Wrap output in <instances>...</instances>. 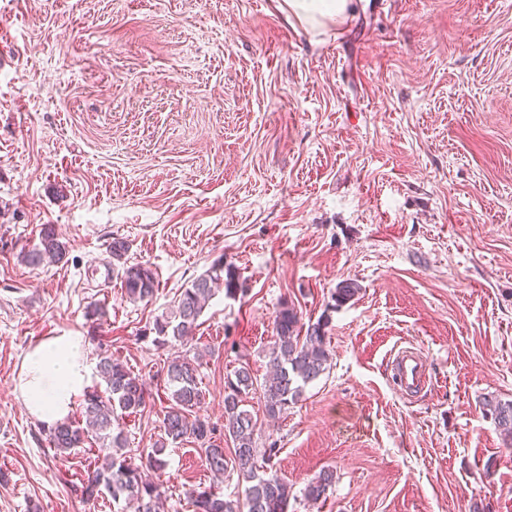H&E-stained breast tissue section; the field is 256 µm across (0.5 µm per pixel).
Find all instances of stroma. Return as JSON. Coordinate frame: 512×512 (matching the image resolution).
Listing matches in <instances>:
<instances>
[{
    "mask_svg": "<svg viewBox=\"0 0 512 512\" xmlns=\"http://www.w3.org/2000/svg\"><path fill=\"white\" fill-rule=\"evenodd\" d=\"M45 224L68 264L21 262ZM114 237L154 271L149 300L105 281ZM219 259L242 292L156 344ZM346 279L360 291L332 308ZM284 304L331 314L330 370L258 431L291 512H512V448L483 411L512 400V0L314 20L287 0H0V512H123L76 494L96 444L54 458L16 391L36 343L77 332L142 376L136 460L163 433L168 360L204 351L199 414L223 423L225 377L245 361L264 380ZM402 347L432 378L414 397L390 383ZM165 458V512H193L209 470L190 443ZM334 482L332 471H323L310 480L304 488L303 494L308 501L317 503L327 498V493Z\"/></svg>",
    "mask_w": 512,
    "mask_h": 512,
    "instance_id": "obj_1",
    "label": "stroma"
}]
</instances>
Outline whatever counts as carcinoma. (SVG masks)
<instances>
[{
  "label": "carcinoma",
  "instance_id": "1",
  "mask_svg": "<svg viewBox=\"0 0 512 512\" xmlns=\"http://www.w3.org/2000/svg\"><path fill=\"white\" fill-rule=\"evenodd\" d=\"M130 249L127 240L114 237L107 245L108 269L120 273L126 298L132 302L153 297L155 279L151 269L143 264H128L125 256ZM68 246L56 228L46 224L41 229L40 245L20 252L21 261L38 267L45 262L68 263ZM232 297L241 290L240 274L236 267L220 259L205 274L184 289L177 305L155 317L150 332L155 341L182 343L193 335L205 306L218 290ZM359 293V285L343 280L332 294L336 309ZM330 315L323 313L315 322H302L298 311L281 306L275 315L276 339L270 352L272 374L262 390L263 414L276 419L288 407L298 402L305 385L318 380L330 367L327 329ZM200 355L179 354L166 367L165 387L169 406L163 411L164 437L156 441L144 461L133 465L123 450L126 438L120 428V419L146 407L150 393L143 381L112 358L109 350L97 353L96 373L104 389L94 386L84 391L79 403L80 419L70 417L53 423L48 428V444L57 458H66L90 441L99 444L100 464L87 473L76 489L86 501L110 496L117 503L124 501L134 506V512H161L164 508L163 484L158 475L167 466L165 449L191 443L201 453L215 483L187 491L194 512H289L293 498L292 486L278 476L272 463L278 449H260L255 435L258 420L244 408L247 396L255 390L249 364L244 362L224 381V437L216 435V427L197 409L205 400V391L199 381ZM505 444L512 447V401H485ZM233 445L232 456H227L224 440ZM234 470L246 483L243 498L224 499L218 484L224 474ZM334 482L333 472L327 470L310 480L304 488L305 499L318 502L327 498Z\"/></svg>",
  "mask_w": 512,
  "mask_h": 512
}]
</instances>
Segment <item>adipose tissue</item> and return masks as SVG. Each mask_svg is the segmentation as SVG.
Listing matches in <instances>:
<instances>
[{"label": "adipose tissue", "instance_id": "adipose-tissue-1", "mask_svg": "<svg viewBox=\"0 0 512 512\" xmlns=\"http://www.w3.org/2000/svg\"><path fill=\"white\" fill-rule=\"evenodd\" d=\"M89 366L83 336L66 334L28 352L17 383L27 411L51 424L64 420L84 390Z\"/></svg>", "mask_w": 512, "mask_h": 512}]
</instances>
